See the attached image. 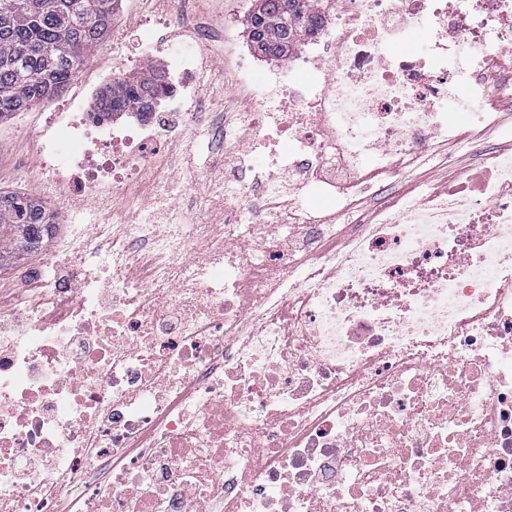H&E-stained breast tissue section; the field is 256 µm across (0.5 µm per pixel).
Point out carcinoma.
I'll return each instance as SVG.
<instances>
[{
	"instance_id": "1",
	"label": "carcinoma",
	"mask_w": 512,
	"mask_h": 512,
	"mask_svg": "<svg viewBox=\"0 0 512 512\" xmlns=\"http://www.w3.org/2000/svg\"><path fill=\"white\" fill-rule=\"evenodd\" d=\"M119 0H0V120L32 109L74 79L100 47ZM308 0H258L248 20L249 38L263 53L282 59L321 27ZM166 92L152 67L112 78L99 113L146 112ZM43 205L0 193V238L13 248L0 263L40 248Z\"/></svg>"
}]
</instances>
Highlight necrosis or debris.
Listing matches in <instances>:
<instances>
[{
	"instance_id": "necrosis-or-debris-1",
	"label": "necrosis or debris",
	"mask_w": 512,
	"mask_h": 512,
	"mask_svg": "<svg viewBox=\"0 0 512 512\" xmlns=\"http://www.w3.org/2000/svg\"><path fill=\"white\" fill-rule=\"evenodd\" d=\"M312 6L264 82L240 60L251 111L160 40L164 111L129 130L80 91L44 113L16 168L49 204L42 260L0 271V512H512V148L362 224L293 199L352 215L465 138L437 108L460 77L462 111L512 108V0ZM271 121L287 156L185 221V135L235 171Z\"/></svg>"
}]
</instances>
